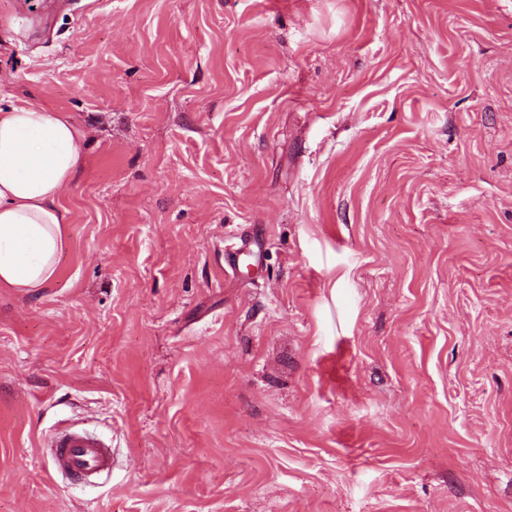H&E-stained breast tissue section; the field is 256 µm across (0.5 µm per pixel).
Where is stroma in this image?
Returning <instances> with one entry per match:
<instances>
[{
    "instance_id": "1",
    "label": "stroma",
    "mask_w": 512,
    "mask_h": 512,
    "mask_svg": "<svg viewBox=\"0 0 512 512\" xmlns=\"http://www.w3.org/2000/svg\"><path fill=\"white\" fill-rule=\"evenodd\" d=\"M24 102L85 140L0 512H512V0H0ZM50 447L59 471L86 481L112 467V449L85 430H64L52 439Z\"/></svg>"
}]
</instances>
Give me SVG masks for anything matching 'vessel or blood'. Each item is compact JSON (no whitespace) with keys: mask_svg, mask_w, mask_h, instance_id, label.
Returning <instances> with one entry per match:
<instances>
[{"mask_svg":"<svg viewBox=\"0 0 512 512\" xmlns=\"http://www.w3.org/2000/svg\"><path fill=\"white\" fill-rule=\"evenodd\" d=\"M51 453L59 471L92 480L112 467V450L94 434L67 429L51 441Z\"/></svg>","mask_w":512,"mask_h":512,"instance_id":"vessel-or-blood-1","label":"vessel or blood"}]
</instances>
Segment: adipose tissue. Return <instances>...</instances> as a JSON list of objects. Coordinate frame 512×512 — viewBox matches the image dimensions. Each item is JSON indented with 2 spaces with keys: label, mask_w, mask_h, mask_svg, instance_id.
Returning <instances> with one entry per match:
<instances>
[{
  "label": "adipose tissue",
  "mask_w": 512,
  "mask_h": 512,
  "mask_svg": "<svg viewBox=\"0 0 512 512\" xmlns=\"http://www.w3.org/2000/svg\"><path fill=\"white\" fill-rule=\"evenodd\" d=\"M83 138L67 113L33 102L0 119V288L29 291L54 280L65 248L59 201Z\"/></svg>",
  "instance_id": "1"
}]
</instances>
